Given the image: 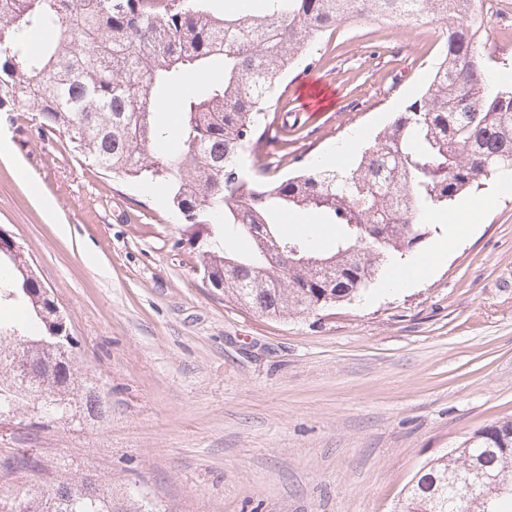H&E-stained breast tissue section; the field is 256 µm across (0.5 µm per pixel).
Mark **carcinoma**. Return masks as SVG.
<instances>
[{
	"mask_svg": "<svg viewBox=\"0 0 512 512\" xmlns=\"http://www.w3.org/2000/svg\"><path fill=\"white\" fill-rule=\"evenodd\" d=\"M213 0H0V107L35 113L39 129L103 174L163 187L187 224L174 239L197 251L224 298L286 321L355 300L387 258L430 235L422 216L512 171V90L485 77L490 55L477 0H264L219 13ZM448 22L446 52L424 96L399 113L345 169L296 158L268 176V147L288 146L274 92L313 43L347 19ZM47 31L38 51L25 35ZM176 100L178 124L160 120ZM252 156L253 172L243 167ZM336 227L316 248L281 229L284 213ZM249 241L245 250L226 243ZM0 304L21 303L28 327L0 322V413L81 421L106 408L71 350L40 314L43 287L23 254L9 259ZM489 465L505 491L483 488ZM0 512H155L101 484L62 476L35 494L0 492ZM395 512H512V419L475 431L426 462Z\"/></svg>",
	"mask_w": 512,
	"mask_h": 512,
	"instance_id": "carcinoma-1",
	"label": "carcinoma"
}]
</instances>
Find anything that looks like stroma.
Masks as SVG:
<instances>
[{
    "instance_id": "1",
    "label": "stroma",
    "mask_w": 512,
    "mask_h": 512,
    "mask_svg": "<svg viewBox=\"0 0 512 512\" xmlns=\"http://www.w3.org/2000/svg\"><path fill=\"white\" fill-rule=\"evenodd\" d=\"M492 72L512 88V0H482ZM427 21L347 20L298 64L272 109L288 154L313 161L376 135L419 99L444 42ZM320 106L306 110L311 93ZM0 226L53 289L105 416L0 419V478L41 490L90 475L156 512H394L429 460L512 418V194L491 202L407 288L276 322L225 299L166 199L97 173L30 112H0Z\"/></svg>"
}]
</instances>
